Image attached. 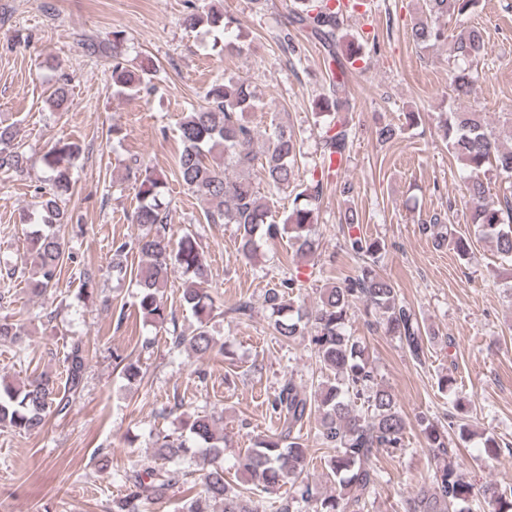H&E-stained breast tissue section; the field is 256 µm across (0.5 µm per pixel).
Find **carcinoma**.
I'll return each instance as SVG.
<instances>
[{"label":"carcinoma","instance_id":"1","mask_svg":"<svg viewBox=\"0 0 512 512\" xmlns=\"http://www.w3.org/2000/svg\"><path fill=\"white\" fill-rule=\"evenodd\" d=\"M480 0H423L424 17L412 23L410 38L421 48L449 45L452 67L448 70L450 103L440 114L442 141L462 165V198L471 210L478 234L495 243L504 262L512 263V194L493 198L485 185L486 174L512 179V148L504 150L500 131L490 126L480 112H461L453 102L468 95L479 78L474 64L484 49L481 31L471 24ZM362 6L372 12L375 0H292L289 24L318 45L328 64L330 87L314 103L324 117L320 136L321 157L309 169L303 187L295 186V169L302 158L293 129L274 124L268 145L255 150V133L245 114L255 111L259 100L247 80L215 83L206 91L204 102L183 113L178 125L182 151L178 175L193 194L206 203L203 217L208 224L235 226L237 252L247 260L256 256L258 242L288 236L295 254H315V211L328 186L334 184L343 195L351 193L347 182L338 180L346 162L352 134V104L347 95L348 73L358 61L366 62L368 44L348 34L349 14ZM184 24L188 28L207 25L224 33L239 26V20L214 4H188ZM454 29L448 34V29ZM126 37L112 32V51L98 44L94 53L112 54L111 79L117 96H137L146 88L154 69L149 57L139 68L127 67L124 58ZM69 83L59 78L49 94L54 112L69 107ZM403 127L378 122L373 129L377 142L396 140ZM81 146L71 141L56 142L43 156L49 171L44 185L35 189L37 202L28 215L33 229L27 237L26 260L31 275L29 292L41 297L58 287L63 264L74 260L61 235L68 221L65 200L73 188L72 169ZM30 159L17 141L15 130L0 126V175L21 177ZM259 168L260 179L279 194L296 190L292 207L281 224L270 221V199L260 195L248 175L235 170ZM139 203L130 222L140 228L131 240L112 242L113 256L136 250L146 261L136 271L137 310L144 321L155 325L171 323L170 342L205 355L215 347L210 321L215 299L208 288L207 265L197 234L186 232L178 240L166 233L169 202L166 183L149 166L137 168ZM342 232L348 249L366 258L354 277L324 289L320 304L309 309L298 301L302 288L296 275H285L265 290L264 299L275 335L285 342L308 339L326 375L308 392L291 378L284 381L270 402L277 424L274 433L256 439L253 447L238 455L234 466L249 475L266 493L291 484L296 495L279 497L268 505L270 512H298L299 504L313 506V512H363L379 483L372 458L381 449L404 446L406 421L394 394L377 382L366 345L348 330L350 312L361 303L378 314L377 325L406 346L410 355L422 361L424 339L416 314L399 302L392 283L374 269L385 241L356 233L360 219L348 208L343 214ZM182 277L180 301L196 317L197 326L189 334L178 329L168 312L164 290L174 271ZM89 349L81 339H73L64 353V375L56 379L40 373L21 384L0 379V428L30 433L41 427L51 411L66 409L69 398L84 386ZM317 418L321 444L334 450L326 460L336 487L322 492L305 476L310 448L303 428ZM419 425L428 449L437 460L429 482L405 499L404 512H467L466 504L481 497L492 512H512V486L466 482L458 472L456 448L448 440L445 427L425 415ZM180 435H155L153 445L158 464L125 475V494L112 502L113 512H146V506L165 499L178 483L188 482L192 472L185 462L201 457L208 469L202 488L188 499L183 512H214L212 503L222 504L221 512H262L263 504L230 490L224 478V448L227 438L217 431L216 419L196 414L183 423Z\"/></svg>","mask_w":512,"mask_h":512}]
</instances>
